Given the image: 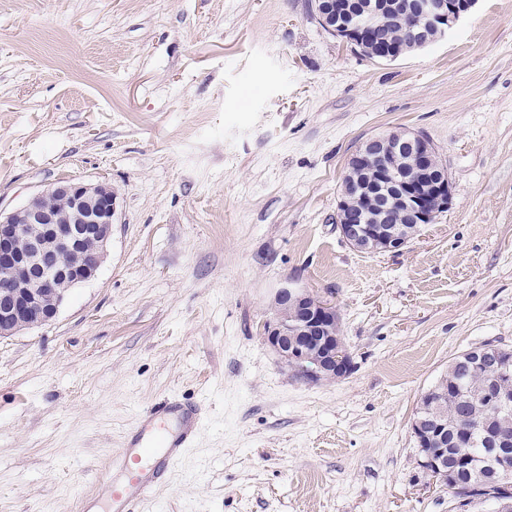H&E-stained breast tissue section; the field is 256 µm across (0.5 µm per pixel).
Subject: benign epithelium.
<instances>
[{"instance_id": "7a95c632", "label": "benign epithelium", "mask_w": 512, "mask_h": 512, "mask_svg": "<svg viewBox=\"0 0 512 512\" xmlns=\"http://www.w3.org/2000/svg\"><path fill=\"white\" fill-rule=\"evenodd\" d=\"M477 0H420L425 23L445 37L471 12ZM315 9L324 29L364 52L363 35L378 25L371 12L352 25H330L321 0ZM375 176L399 191L393 203L411 214L414 222L432 224L453 202L448 167L435 145L419 131L382 135L362 142L349 157L338 193L336 228L359 251L397 253L409 243L401 224H345L343 213L359 201L360 177ZM116 196L106 182L60 181L32 195L8 213L0 211V337L53 320L66 293L93 280L106 256L115 223ZM274 315L264 324L266 344L282 363L307 382L336 379L346 373L349 354L336 340V307L319 295L294 286L278 289ZM486 401L498 411L512 408V392L493 386ZM412 433L422 449L421 466L434 480L450 476L444 457L426 450L418 424ZM509 449L490 457L497 480L512 481Z\"/></svg>"}]
</instances>
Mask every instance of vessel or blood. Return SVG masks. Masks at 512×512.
Returning <instances> with one entry per match:
<instances>
[{
  "instance_id": "obj_1",
  "label": "vessel or blood",
  "mask_w": 512,
  "mask_h": 512,
  "mask_svg": "<svg viewBox=\"0 0 512 512\" xmlns=\"http://www.w3.org/2000/svg\"><path fill=\"white\" fill-rule=\"evenodd\" d=\"M200 425L199 414L179 400L153 406L130 444L113 452L99 499L84 500L81 512H141L158 480L189 451Z\"/></svg>"
}]
</instances>
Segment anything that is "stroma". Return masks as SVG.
Returning <instances> with one entry per match:
<instances>
[{
  "instance_id": "stroma-1",
  "label": "stroma",
  "mask_w": 512,
  "mask_h": 512,
  "mask_svg": "<svg viewBox=\"0 0 512 512\" xmlns=\"http://www.w3.org/2000/svg\"><path fill=\"white\" fill-rule=\"evenodd\" d=\"M314 0H0V209L62 180L116 195L107 257L0 338V512H80L158 400L206 407L146 512H449L411 422L453 357L512 349V0L376 62ZM408 129L453 205L398 253L339 234L357 145ZM336 307L354 369L296 378L285 285Z\"/></svg>"
}]
</instances>
